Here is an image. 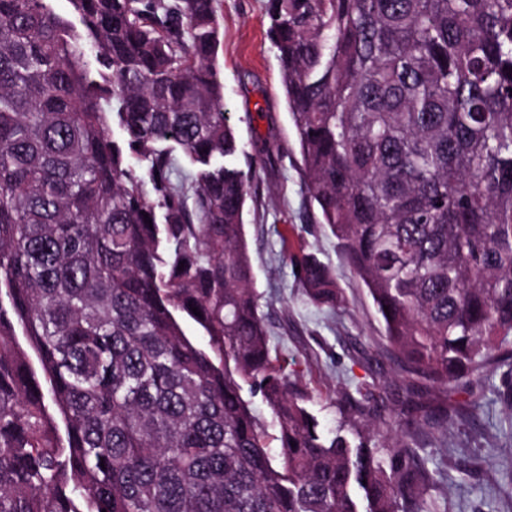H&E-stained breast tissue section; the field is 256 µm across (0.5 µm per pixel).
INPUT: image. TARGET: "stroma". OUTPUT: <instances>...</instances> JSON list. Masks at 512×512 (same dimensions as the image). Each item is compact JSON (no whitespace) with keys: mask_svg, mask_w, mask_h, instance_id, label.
<instances>
[{"mask_svg":"<svg viewBox=\"0 0 512 512\" xmlns=\"http://www.w3.org/2000/svg\"><path fill=\"white\" fill-rule=\"evenodd\" d=\"M266 0H216L219 62L224 72V110L248 159H261L244 221L255 286L270 330V348L298 374L322 426L338 427L334 403L369 378L383 329L371 298L344 262L337 240L317 222L301 173V156L289 115L276 51L268 36ZM315 253L336 273L345 301L330 310L310 302L295 276L293 252ZM504 383L489 374L475 428L448 437L444 448L427 447L430 464L448 475L447 512H512V441L500 432L512 413L497 397Z\"/></svg>","mask_w":512,"mask_h":512,"instance_id":"stroma-1","label":"stroma"}]
</instances>
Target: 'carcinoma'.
<instances>
[{"instance_id": "cac0c4a2", "label": "carcinoma", "mask_w": 512, "mask_h": 512, "mask_svg": "<svg viewBox=\"0 0 512 512\" xmlns=\"http://www.w3.org/2000/svg\"><path fill=\"white\" fill-rule=\"evenodd\" d=\"M69 3L79 30L0 0V512H437L419 451L487 369L512 389V0H268L306 189L400 372L396 434L379 366L351 437L271 356L215 0Z\"/></svg>"}]
</instances>
